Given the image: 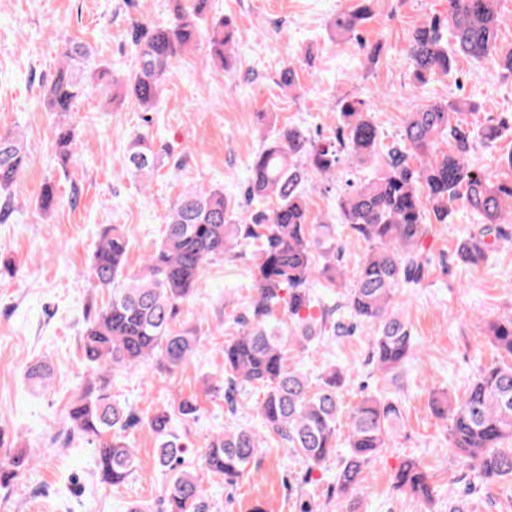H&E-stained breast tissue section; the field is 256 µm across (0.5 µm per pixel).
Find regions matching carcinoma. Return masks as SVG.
<instances>
[{
  "mask_svg": "<svg viewBox=\"0 0 512 512\" xmlns=\"http://www.w3.org/2000/svg\"><path fill=\"white\" fill-rule=\"evenodd\" d=\"M174 2L169 25L134 23L135 65L126 73L103 65L90 69L88 47L69 41L43 96L45 111H73L90 77L104 82L112 101L132 99L148 112L175 59L201 34L207 36L211 59L229 66L236 43L232 20L222 16L203 30L199 20L208 0ZM497 4L498 0H448L446 15L424 19L408 38L412 86L448 75L459 57L496 60L501 70L512 74V50L504 53L498 45ZM370 16V0H356L351 9L336 14L332 29L338 37L355 36ZM448 29L449 41L444 39ZM473 111L475 106L465 99L424 104L408 113L400 137L383 147L371 102L343 98L336 105L340 121L334 136L314 139L299 127H285L255 155L246 197L269 200L273 207L253 213L249 223L238 222L222 190L188 191L164 214L161 243L136 275L125 273L128 236L114 226L105 231L93 253L92 276L95 286L111 297L89 320L82 352L90 364L115 371L153 360L170 375L180 370L197 350L200 337L175 332L171 323L198 288L206 261L232 253L243 241L258 243L255 295L240 320L239 335L224 342V398L231 403L238 386L259 385L263 399L257 413L266 434L243 427L211 435L197 451V465L187 470L171 421L176 414H195L197 406L181 400L146 416L159 460L172 472L162 512H206L203 478L222 475L224 483H237L248 474L265 437L311 470L336 454L341 372L332 367L314 385L303 373L288 368L290 347L306 350L326 328L325 317L312 313V284L321 279L341 288L347 282L346 271L336 264L339 244L332 225L326 220L316 224L310 217L304 191L309 172L334 177L346 159L365 163L383 157L381 173L365 183L347 182L349 190L341 201L343 223L369 245L349 286L346 307L355 318L376 326L370 337L372 360L383 376L396 375L420 353L409 324L394 310V300L400 288L423 278L428 263L423 240L430 225L452 223L458 205L481 215L486 224L456 245L458 259L473 266L509 236L502 221L512 214V178L476 170L468 157L475 145L493 149L512 134V114L471 126L463 115ZM444 142L446 151L440 149ZM53 143L64 157L75 154L77 140L68 125L55 126ZM164 154V146L139 132L130 141L125 170L146 181ZM27 165L23 139L11 132L0 136V223L15 211L13 190ZM59 204L57 187L45 183L35 211L47 215ZM486 338L498 360L479 371L460 399L443 389L431 390L429 409L450 423L449 453L484 481L495 483L512 480V317L488 323ZM135 422L133 414L112 402L109 378L103 376L80 389L63 429L94 443L101 480L117 487L135 466L136 449L123 436ZM400 423L398 403L382 394L363 397L351 410L349 452L336 472L339 494L353 493L366 464L395 446ZM33 467L34 458L26 450L0 462V486ZM391 487L425 505L434 500L431 476L414 458L403 461L391 475Z\"/></svg>",
  "mask_w": 512,
  "mask_h": 512,
  "instance_id": "carcinoma-1",
  "label": "carcinoma"
}]
</instances>
